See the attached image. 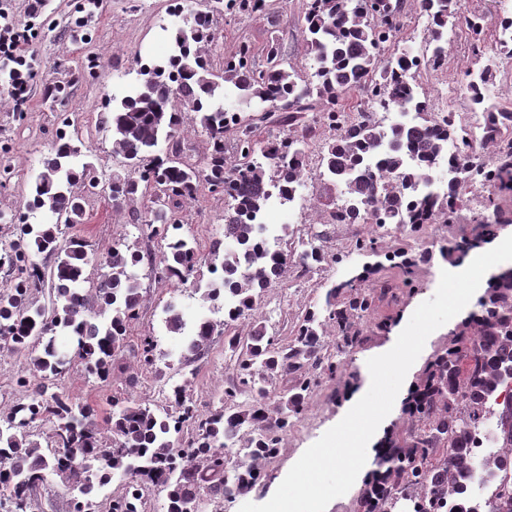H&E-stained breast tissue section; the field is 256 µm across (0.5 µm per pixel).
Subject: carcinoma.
I'll return each mask as SVG.
<instances>
[{
	"instance_id": "1",
	"label": "carcinoma",
	"mask_w": 512,
	"mask_h": 512,
	"mask_svg": "<svg viewBox=\"0 0 512 512\" xmlns=\"http://www.w3.org/2000/svg\"><path fill=\"white\" fill-rule=\"evenodd\" d=\"M267 7V0H204V9L189 8L173 32L170 54L143 67L141 79L112 107V153L138 168L139 177L114 172L106 190L116 208L132 209L148 237L164 242L160 259L125 241L114 242L102 253L104 273L95 288L83 292L79 284L90 262L89 244L77 235L63 237L62 228L85 222V201L99 187L98 170L92 161L76 164L81 149L62 135L44 160L27 204L32 222L18 225L14 238L0 245V271L9 280L0 288V351L29 360L26 374L15 380L21 396L0 407V502H21L20 512H27L50 476L78 490L69 512H90L96 490L118 473L128 482L107 499L105 512H146L140 492L146 482L166 491L167 512H201L206 497L221 501L252 489L263 463L278 452L305 408L312 386L339 368L324 351L325 326L333 328L336 352L353 349L361 341L358 320L392 291L390 284L363 288L350 280L330 289L324 317L308 309L291 340L281 345L267 338L260 323L243 337H230L236 383L224 389L221 405L204 418L187 394L191 378L186 376L173 385V400L161 409L112 401L104 432L97 410L74 400L60 380L74 357L86 377L102 382L112 377L127 347L128 326L139 317L136 269L145 259L159 279L176 285L195 280L207 265L211 277L195 291L211 302L227 297L236 306L229 320L205 318L189 328L177 305L166 303L165 330L186 338L188 363L203 358L223 328L253 316L258 290L291 262L305 270L321 265L322 235L300 239L286 251L273 250L262 247L254 225L243 220L244 213L264 208L268 183L281 186L283 202L291 200L307 178L314 126L329 132L319 152L320 176L343 194L329 213L331 221L375 225L374 234L355 240L356 250H375L392 227L419 233L445 208L463 201L460 184L480 179L512 190V111L478 94L496 78L494 58L467 71L457 87L471 111L485 113L483 137L499 156L494 168L476 158L477 145L452 116L432 117L417 82L421 69L437 70L448 60V28L464 25L472 40L484 39L482 18L465 14L461 0H417L428 23L424 57L394 48L406 0H306L303 34L315 63L308 78L285 63L274 42L267 46L262 69L253 65L245 43L221 61L210 53L214 15L228 11L249 17ZM497 43L512 56V22L498 26ZM32 71L31 59L22 65L0 59V90ZM355 94L385 111L411 109L417 122L383 126L352 102ZM227 99L246 106L252 118L245 121L225 109ZM285 107L282 123L294 126L311 112L313 125H303L299 135L260 138L269 114ZM186 112L194 113L209 143L208 153L194 163L156 154L163 139L172 142L175 153L182 152ZM229 130L236 136L234 161L224 155ZM450 145L448 166L460 171L461 180L448 182V199L417 193L420 184L432 183V170ZM202 186L224 197V237L233 240L231 250L220 251L216 240L205 256L181 232L176 215ZM474 322L477 336L461 332L456 345L437 353L425 370L407 406L412 428L388 441L357 512H448V498L464 490L484 401L512 379V274L495 280ZM63 333L76 340L72 355L55 346V336ZM156 347L154 337L141 339L136 354L141 368L155 366ZM239 393L250 394L248 406L236 404ZM495 417L504 454L487 466L506 474L503 463L512 461V409L504 404ZM45 422L51 427L43 435ZM92 460L104 465L94 470L88 465ZM487 512H512V493L497 492Z\"/></svg>"
}]
</instances>
